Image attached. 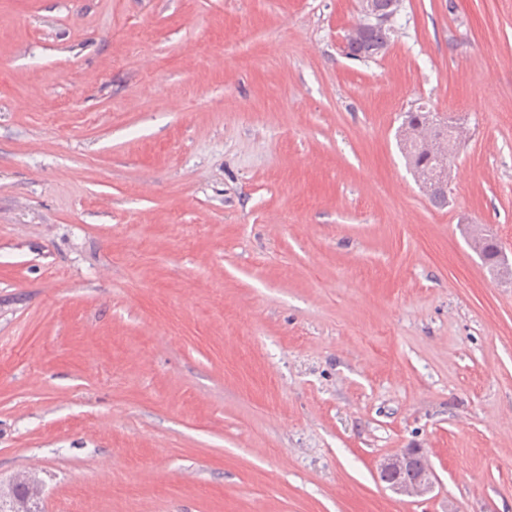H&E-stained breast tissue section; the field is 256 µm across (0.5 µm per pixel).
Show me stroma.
I'll return each mask as SVG.
<instances>
[{"instance_id": "obj_1", "label": "stroma", "mask_w": 512, "mask_h": 512, "mask_svg": "<svg viewBox=\"0 0 512 512\" xmlns=\"http://www.w3.org/2000/svg\"><path fill=\"white\" fill-rule=\"evenodd\" d=\"M0 0V492L512 512V0ZM456 118L448 205L397 132ZM420 449L419 499L379 462ZM400 2V0H375V2L374 0H363L362 10L371 26L381 25L384 19L378 16L377 11L375 9V5L379 10L380 14L389 17L394 12L397 13ZM393 4L396 6V10L392 7ZM391 18L388 20V22L391 21ZM389 30L390 32L392 30V33L394 34L395 29L389 23L387 24L385 29L367 27L364 36L361 40L362 34L359 31V29L352 28L348 31V33L342 40V52L344 54H347L350 45L361 40L360 42H358L357 46L353 48V50L356 53L363 55L362 58L364 59L371 58V56L375 54L377 48L384 44ZM410 167L415 178L420 183L423 191H425L427 194H431L434 191L431 195H429L431 201L434 204L438 206H444L448 204V186L436 188L435 181L426 171H422L413 165H410Z\"/></svg>"}]
</instances>
